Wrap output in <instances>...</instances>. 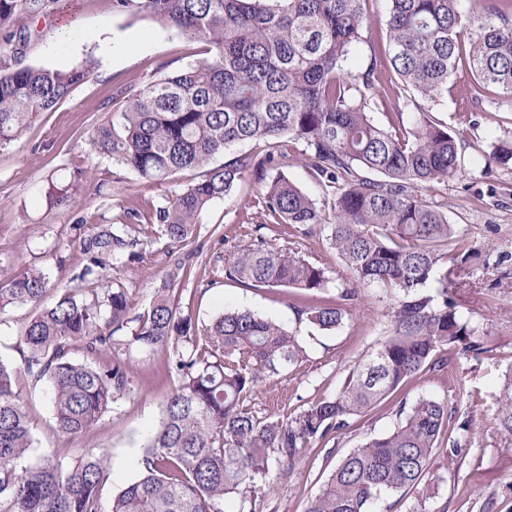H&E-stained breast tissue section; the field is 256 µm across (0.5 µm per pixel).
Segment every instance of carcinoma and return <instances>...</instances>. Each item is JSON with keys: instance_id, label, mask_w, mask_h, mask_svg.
<instances>
[{"instance_id": "cac0c4a2", "label": "carcinoma", "mask_w": 512, "mask_h": 512, "mask_svg": "<svg viewBox=\"0 0 512 512\" xmlns=\"http://www.w3.org/2000/svg\"><path fill=\"white\" fill-rule=\"evenodd\" d=\"M367 0H106L130 19L149 18L205 44L206 57L143 86L120 90L121 104L88 133L90 152L104 155L145 182L185 171L197 179L142 213L127 210L83 240V264L73 279L87 282L119 263L144 260L137 225L159 224L171 244H192L203 210L229 194L250 170L259 185L244 207L263 222L250 240L233 246L224 279L246 288H294L309 304L297 315L321 330L343 321L342 302L318 295L335 287L317 260L275 243L265 230L322 224L328 241L361 284L401 293L393 333L359 363L333 397L308 402L296 413L259 417L249 398L260 383L305 358V348L282 325L249 310H227L198 323L173 300L175 281L156 289L149 308L131 315L121 283L99 293L71 290L53 303L50 273L0 270V312L35 310L18 336L21 365L0 360V512H224L230 497L238 512H268L256 483L288 473L302 450L326 444L349 420L383 404L419 373L447 366L437 352L463 345L478 351L468 323L448 298L455 269L444 265L456 228L443 204L423 192L462 176L457 142L448 126L425 108L404 117L410 96L427 103L448 96V81L469 38L468 63L477 95L490 89L512 99V0H484L474 20L468 0H387L386 47L354 75L352 55L369 28ZM61 0H0V145L21 138L42 112L52 111L84 83L97 61L69 69L24 63L38 36L33 24L51 17ZM391 107L383 124L371 105ZM302 145L301 157L333 196L332 217L291 182L279 161L283 142ZM266 153L215 157L248 141ZM489 158L512 166V139L492 145ZM74 185H52L46 202L69 206ZM443 288L436 302L423 294L429 280ZM123 345L168 353L165 370L176 378L158 426L140 449L138 476L104 506L108 450H88L65 463L48 452L25 464L33 449L27 413L17 389L20 376L48 385L58 431H92L128 387L132 365L115 354ZM82 350L86 359L72 358ZM397 422L339 459L306 512H369L383 493H405L427 475L438 440L449 427L448 405L421 397L401 403ZM512 434V372L504 375L496 415Z\"/></svg>"}]
</instances>
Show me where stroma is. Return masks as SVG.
Returning a JSON list of instances; mask_svg holds the SVG:
<instances>
[{"mask_svg":"<svg viewBox=\"0 0 512 512\" xmlns=\"http://www.w3.org/2000/svg\"><path fill=\"white\" fill-rule=\"evenodd\" d=\"M71 22L87 30V39L67 53L49 51L53 31ZM39 28V37L26 51L28 64L67 69L89 57L99 62L87 81L55 110L37 117L20 141L0 147V268L48 269L59 294L76 286L72 276L82 257L83 239L101 231L105 221L120 219L125 209L149 210L192 180L191 174L180 173L165 182L147 183L110 158L87 153L83 135L105 118L103 100L123 86L144 84L164 65L182 68L197 62L204 56V46L174 29L114 13L104 0H64L63 10ZM473 85L467 67H459L448 82L447 98L430 110L450 129H462L457 145L464 170L462 178L449 180L431 197L444 203L449 223L462 232L460 244L448 253L457 271L448 296L483 348L476 353L447 351V371L417 375L371 413L352 418L349 427L337 434L333 449L306 448L288 475L260 483L273 512H305L309 498L319 492L344 454L388 431L399 403L410 405L423 396L446 401L452 421L470 420L471 430L466 434L455 430L450 438L440 439L423 488L404 495L382 494L371 512H512V435L502 432L495 421L499 384L512 370V168L487 167L484 157L492 142L512 137V101H476ZM79 167L91 173L92 181L78 193L76 205L48 208V181L69 182ZM255 191L252 175L243 174L229 195L215 199L200 214L193 234L197 269L180 281L175 300L201 323L224 309L237 308L272 319L301 338L306 349L303 362L261 383L252 399L257 415L263 417L338 393L350 370L391 334L399 296L355 283L324 232L316 228L280 233L278 242L296 243L305 257L322 261L334 278L355 288L356 296L337 329L323 331L309 322H297L294 306L301 298L297 290L244 288L223 281L231 245L244 243L254 225L242 203ZM79 217L84 224L76 231L72 225ZM218 226L227 243L214 235ZM146 235L143 262L107 268L97 282L101 288L123 283L136 314L149 306L172 268V247L159 226L149 228ZM116 351L133 364L129 389L102 423L84 436L59 433L43 387L24 379L19 382L34 436L32 457L56 449L68 461L86 450L109 449L111 474L104 489L108 498L136 478L135 458L146 432L158 426L164 396L174 385L164 373L165 353L123 345ZM460 437L466 438V448L460 456L448 457L449 439Z\"/></svg>","mask_w":512,"mask_h":512,"instance_id":"1","label":"stroma"}]
</instances>
